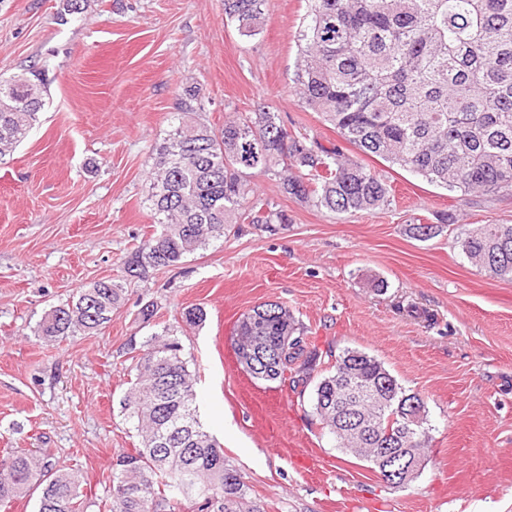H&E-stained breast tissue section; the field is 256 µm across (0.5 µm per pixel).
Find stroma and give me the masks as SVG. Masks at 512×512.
Returning <instances> with one entry per match:
<instances>
[{
    "label": "stroma",
    "instance_id": "1",
    "mask_svg": "<svg viewBox=\"0 0 512 512\" xmlns=\"http://www.w3.org/2000/svg\"><path fill=\"white\" fill-rule=\"evenodd\" d=\"M61 6L0 0V76L34 67L49 80L39 124L0 160V451L51 449L59 467L80 469L90 500L105 497L113 458L140 444L120 412L135 374L129 343L200 306L205 323L179 334L199 418L265 512H512V280L458 246L476 225L512 224V195L464 196L369 157L388 203L334 217L253 176L287 223L229 224L178 265L130 275L125 257L154 231L152 149L183 83L198 84L213 127L268 105L309 141L357 150L295 93L308 0H265L251 38L225 20L224 0H90L65 25ZM413 224L443 231L422 241ZM99 279L125 290L111 324L45 342L44 312ZM266 302L293 311L307 346L364 351L424 400L425 464L409 485L388 486L337 448L309 396L240 369L234 327ZM300 449L317 473L297 462Z\"/></svg>",
    "mask_w": 512,
    "mask_h": 512
}]
</instances>
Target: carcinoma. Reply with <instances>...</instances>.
Here are the masks:
<instances>
[{"label": "carcinoma", "instance_id": "carcinoma-1", "mask_svg": "<svg viewBox=\"0 0 512 512\" xmlns=\"http://www.w3.org/2000/svg\"><path fill=\"white\" fill-rule=\"evenodd\" d=\"M265 0H224V17L245 37L259 34ZM299 30L295 92L365 155L461 195L512 194V0H308ZM88 0H64L60 22L82 14ZM42 73L0 78V158L24 142L42 112ZM200 88L176 94L170 130L152 149L146 202L156 229L124 261L139 276L182 261L224 237V225L286 224L288 218L251 200L246 175L273 178L281 191L329 214L374 210L387 185L340 149L310 142L262 106L224 119L202 117ZM465 257L490 276L512 278V224H481L459 241ZM124 288L101 279L52 307L38 335L51 342L93 336L112 322ZM289 333L296 340L284 343ZM235 344L262 336L272 353L252 378L306 387L323 364L314 414L341 448H374L343 418L391 423L393 447L407 435L406 393L384 365L365 352L308 350L288 306L263 303L243 315ZM135 377L120 401L141 447L112 465L101 512H263L241 471L199 421L195 374L169 327L144 340ZM39 491L37 512H87L81 473L48 454L10 451L0 464V503Z\"/></svg>", "mask_w": 512, "mask_h": 512}]
</instances>
